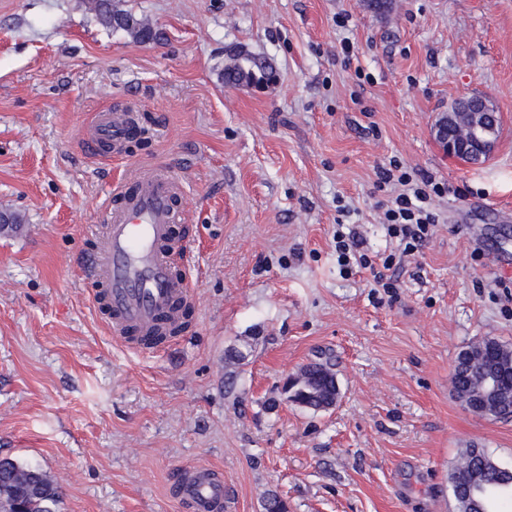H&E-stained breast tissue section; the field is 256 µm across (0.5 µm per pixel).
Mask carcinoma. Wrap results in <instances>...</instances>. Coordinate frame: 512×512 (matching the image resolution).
<instances>
[{
    "label": "carcinoma",
    "mask_w": 512,
    "mask_h": 512,
    "mask_svg": "<svg viewBox=\"0 0 512 512\" xmlns=\"http://www.w3.org/2000/svg\"><path fill=\"white\" fill-rule=\"evenodd\" d=\"M87 8L103 27L122 29L137 42L154 43L162 39L161 31L147 21L118 9L112 0H88ZM272 75V67L264 60L254 55L238 54L225 65L222 79L233 85H259ZM488 343L492 345L494 354L484 362L471 347L458 354L452 373V384L458 392L469 397L477 394L483 380L492 371L503 387L512 386V346L495 339L488 340ZM338 393L336 374L330 363L311 362L300 370L289 399L318 410L332 406ZM472 468L484 472L485 490L478 495L485 503L486 512H494L501 498L512 497V473L502 472L499 464L484 449L468 448L460 456L451 475L457 512H471L469 495L472 489L467 480ZM59 501V487L40 467L20 464L9 457L0 458V512H57Z\"/></svg>",
    "instance_id": "cac0c4a2"
}]
</instances>
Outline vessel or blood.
I'll return each mask as SVG.
<instances>
[{"label":"vessel or blood","mask_w":512,"mask_h":512,"mask_svg":"<svg viewBox=\"0 0 512 512\" xmlns=\"http://www.w3.org/2000/svg\"><path fill=\"white\" fill-rule=\"evenodd\" d=\"M134 122L109 108L97 112L82 139L86 153L120 147ZM183 184L164 170L139 171L110 184L103 203V235L86 261L97 285L94 301L108 329L130 349L151 351L165 328L184 323L195 295L187 278L188 251L179 226ZM184 512H224V482L205 464L184 467L172 482Z\"/></svg>","instance_id":"1"}]
</instances>
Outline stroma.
Wrapping results in <instances>:
<instances>
[{"mask_svg": "<svg viewBox=\"0 0 512 512\" xmlns=\"http://www.w3.org/2000/svg\"><path fill=\"white\" fill-rule=\"evenodd\" d=\"M164 34L106 29L86 0H0V457L43 469L59 512H179L184 466L219 469L227 512H455L463 449L512 469V418L456 399L458 353L512 345V0H116ZM349 51H342V44ZM276 80L228 85L231 56ZM500 117L484 164L446 154L437 113ZM146 133L92 156L93 112ZM397 159L446 183L442 223L396 288L336 261L338 229L392 247L373 206ZM161 165L185 186L196 321L148 353L109 333L80 267L101 192ZM329 353L328 410L285 381Z\"/></svg>", "mask_w": 512, "mask_h": 512, "instance_id": "35a3bbf8", "label": "stroma"}]
</instances>
